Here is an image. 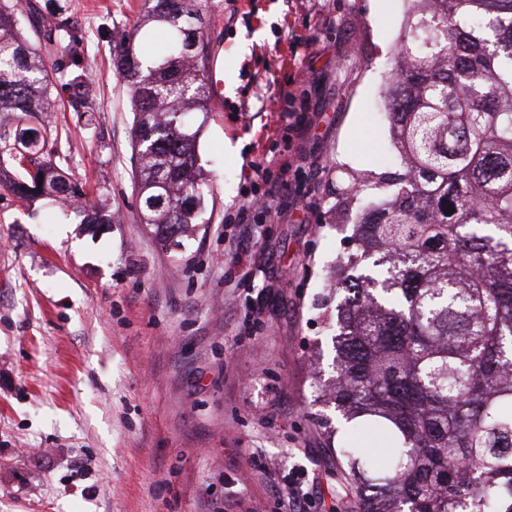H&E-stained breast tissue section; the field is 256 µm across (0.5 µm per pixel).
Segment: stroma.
<instances>
[{"label": "stroma", "mask_w": 512, "mask_h": 512, "mask_svg": "<svg viewBox=\"0 0 512 512\" xmlns=\"http://www.w3.org/2000/svg\"><path fill=\"white\" fill-rule=\"evenodd\" d=\"M66 2L93 81L86 112L63 82L51 91L56 163L112 221L19 197L22 166L0 173V512H225L229 481L254 512H283L298 471L317 479L313 512H336L340 423L310 388L332 355L319 302L356 232L348 175L399 169L378 158L395 144L375 113L408 0H207L220 109L184 120L209 189L170 240L138 217L112 51L132 34L142 56L167 55L165 31L142 23L156 0ZM283 110L305 116L303 140ZM285 165L290 193L234 264L230 215L261 189L257 169Z\"/></svg>", "instance_id": "35a3bbf8"}]
</instances>
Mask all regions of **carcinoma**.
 <instances>
[{
    "instance_id": "carcinoma-1",
    "label": "carcinoma",
    "mask_w": 512,
    "mask_h": 512,
    "mask_svg": "<svg viewBox=\"0 0 512 512\" xmlns=\"http://www.w3.org/2000/svg\"><path fill=\"white\" fill-rule=\"evenodd\" d=\"M202 2L156 0L147 20L171 37L162 62H139L132 38L114 48L145 160L139 219L165 239L202 200L183 121L209 99ZM53 18L32 40L0 0V112L42 127L54 79L67 78L74 112L86 81L51 61L73 29L63 6ZM384 98L400 170L373 181L377 216L361 205L358 247L330 271L343 294L336 376L312 385L315 401L375 421L386 441L381 459L330 449L343 512H512V0H412ZM55 154L38 129L0 125V172L31 165L12 183L21 197L79 194ZM83 208L88 223H112L93 201Z\"/></svg>"
}]
</instances>
